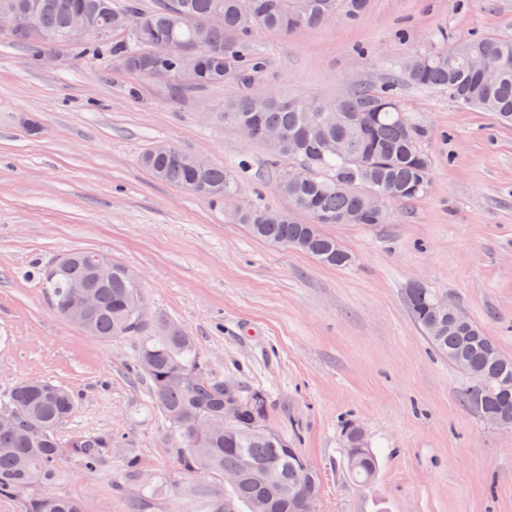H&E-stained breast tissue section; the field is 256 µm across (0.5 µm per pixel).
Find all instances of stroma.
I'll return each instance as SVG.
<instances>
[{
    "label": "stroma",
    "instance_id": "obj_1",
    "mask_svg": "<svg viewBox=\"0 0 512 512\" xmlns=\"http://www.w3.org/2000/svg\"><path fill=\"white\" fill-rule=\"evenodd\" d=\"M453 38L512 36V0H370L353 25L258 31L251 84L237 79L173 100L169 83L118 62L69 58L45 68L0 39V396L48 380L77 407L61 441L108 434L137 455L91 472L63 458L33 487L87 512H208L221 476L183 470L134 369L139 337L103 343L53 309L38 263L74 250L127 266L151 311L195 336L209 376L258 389L268 428L296 433L321 475L315 512H512V433L463 401L468 379L437 358L406 305L411 285L455 303L512 357V125L447 93L399 89L427 133L430 188L384 224H327L345 268L254 238L139 158L166 140L238 172L234 207L284 210L260 143L215 119L249 87L321 100L384 85L400 60ZM359 422L378 468L346 466L343 426Z\"/></svg>",
    "mask_w": 512,
    "mask_h": 512
}]
</instances>
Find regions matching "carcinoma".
Instances as JSON below:
<instances>
[{
  "label": "carcinoma",
  "instance_id": "carcinoma-1",
  "mask_svg": "<svg viewBox=\"0 0 512 512\" xmlns=\"http://www.w3.org/2000/svg\"><path fill=\"white\" fill-rule=\"evenodd\" d=\"M369 0H155L142 11L135 0H0V10L30 11L32 28L4 33L34 61L50 52L72 30L90 29L88 37L72 52L80 57L116 59L143 75L175 80L187 57L195 68L198 88L224 84V79L246 76L241 49L257 29L288 34L336 20L354 23L368 8ZM126 14L141 21L139 28L116 39L112 19ZM489 55L503 66L492 79L473 70L470 60ZM406 82L423 89L448 93V98L466 108L492 113L502 122H512V36L459 38L438 49H426L407 59L379 91L361 84L335 100L307 95L286 97L267 90H254L224 105L218 117L234 128L248 123L258 130L274 129L281 139L265 144L269 164L278 173V189L290 209L271 211L253 205L227 212L230 219L246 224L251 234L270 244L304 252L319 263L345 267L350 255H338L336 239L325 235L322 224H373L365 196L381 192L402 205L427 193L431 159L422 146L424 129L400 105L398 85ZM340 144V151L325 150ZM158 141L142 156L145 169L156 180L188 190L222 209L239 191L230 172ZM289 165L282 166L283 160ZM301 212L311 217L302 224ZM109 255L76 251L53 260L39 270L57 313L67 316L83 296L95 306L84 316L81 330L101 342L137 335V370L149 363L147 374L151 406L168 423L176 438L180 464L185 470L222 475L239 468L244 458L251 470L242 474L229 502L246 506L266 499L269 512H292V500L280 493L268 495L276 481L296 493L305 490V475L320 489V474L313 470L293 442L274 431L257 434L249 419L265 418L266 395L233 388L243 404L246 420L224 424V382L207 374L195 337L158 316L150 324L138 317L142 303L139 288L120 263H112V277L100 280L90 257ZM439 299L431 289L409 288L406 303L412 319L432 351L453 363L463 357L481 382L469 380L465 401L478 415H512V358L505 356L493 337L467 315L448 321V314L435 307ZM2 416L14 417L18 428L0 426V496H21L31 486L48 487L59 477L60 462L69 456L84 471L97 468L104 451L120 446L110 436H76L62 445L56 427L76 410L74 395L49 381L34 380L14 386L4 395ZM204 419L202 436L194 442L182 438L188 420ZM25 512H84L75 500L58 496L24 499Z\"/></svg>",
  "mask_w": 512,
  "mask_h": 512
}]
</instances>
